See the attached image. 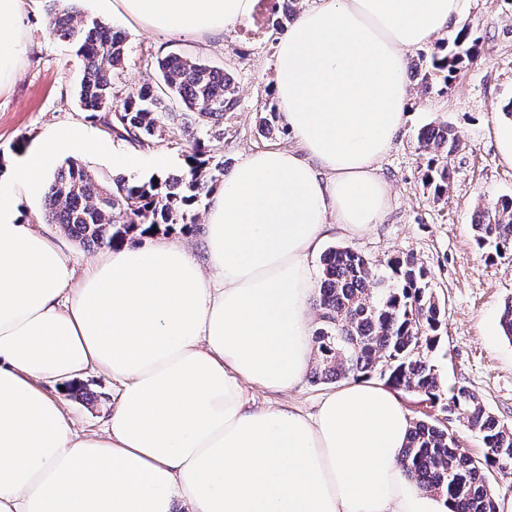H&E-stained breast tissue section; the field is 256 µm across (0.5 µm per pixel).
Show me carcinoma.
Returning a JSON list of instances; mask_svg holds the SVG:
<instances>
[{
  "label": "carcinoma",
  "instance_id": "cac0c4a2",
  "mask_svg": "<svg viewBox=\"0 0 512 512\" xmlns=\"http://www.w3.org/2000/svg\"><path fill=\"white\" fill-rule=\"evenodd\" d=\"M46 28L56 40L79 46L84 75L81 109L103 131L137 146L153 139L181 145L185 170L147 181L116 179L107 185L71 161L53 174L45 194V220L95 248H114L137 231L165 226L189 233L195 206L224 181V162L211 163L210 139L221 136L224 114L238 103L232 76L184 53L156 60L158 78L131 88L119 98L113 89L123 72L125 38L106 23L80 19L74 8L51 9ZM445 55L420 67V83H447L460 67L483 53L469 29L458 32ZM417 143L427 159V186L438 201L448 194V157L463 150L455 129L434 120L419 129ZM478 248L497 255L512 252V197L479 203L472 223ZM387 274L350 246L329 248L318 284L320 327L314 376L323 381L360 378L379 372L396 389L423 396L431 406L465 419L483 442V457L469 455L437 420H419L402 451L405 476L422 492L452 501L454 512H498L489 475L512 472V428L487 411L465 386L444 388L424 355L438 346L445 308L428 286L426 269L411 255L390 258ZM499 326L512 341V297L505 301Z\"/></svg>",
  "mask_w": 512,
  "mask_h": 512
}]
</instances>
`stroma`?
<instances>
[{"instance_id":"obj_1","label":"stroma","mask_w":512,"mask_h":512,"mask_svg":"<svg viewBox=\"0 0 512 512\" xmlns=\"http://www.w3.org/2000/svg\"><path fill=\"white\" fill-rule=\"evenodd\" d=\"M275 0H254L247 19L223 34H169L149 29L117 7L99 0H76L86 18L108 23L126 37L124 71L114 88L128 87L152 77L148 61L180 50L228 70L236 83L238 104L224 117L223 138L212 141L216 159L235 168L252 152L270 148L300 150L289 134L261 136L260 106H275L271 87L275 50L270 24ZM52 0H26L22 14L25 51L11 80L0 86V173L16 166L25 147L47 132L70 126L84 132L85 147L74 157L106 181L121 177L149 179L182 171L184 159L177 146L152 142L138 147L103 132L87 119L76 101L84 61L76 45L49 35L45 27ZM463 23L484 41L478 63L458 70L450 83L437 80L428 90L418 88L415 66L440 54L441 42L408 54L409 87L400 133L379 162L380 175L389 184L391 202L378 224L361 235L331 233L325 247L348 245L368 257L377 273H385L394 255H411L428 272L429 286L446 308L441 339L427 357L445 386H464L505 425L512 427V342L500 335L498 320L512 297V256L489 257L478 249L471 228L477 201L493 202L512 196V165L503 161L500 144L512 132V117L503 113L512 101V0H467ZM452 124L463 143L450 157L454 177L447 195L434 200L424 179L426 161L418 150V130L432 120ZM134 154L135 170L119 163ZM119 384L106 374L91 372L66 395L79 431L104 427ZM334 383L305 376L301 385L285 393L248 387L251 406L258 409L290 405L314 413Z\"/></svg>"}]
</instances>
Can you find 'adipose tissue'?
Wrapping results in <instances>:
<instances>
[{"mask_svg":"<svg viewBox=\"0 0 512 512\" xmlns=\"http://www.w3.org/2000/svg\"><path fill=\"white\" fill-rule=\"evenodd\" d=\"M171 34H219L253 0H118ZM463 0H319L276 49L273 94L302 152L250 153L212 196L207 269L181 242L123 245L83 276L20 206L42 189L58 129L0 179V512H452L399 460L412 419L394 388L353 379L315 414L257 410L312 359L310 259L390 203L378 162L408 99L406 56ZM23 0H0V85L24 50ZM122 387L102 432L77 433L65 386Z\"/></svg>","mask_w":512,"mask_h":512,"instance_id":"adipose-tissue-1","label":"adipose tissue"}]
</instances>
